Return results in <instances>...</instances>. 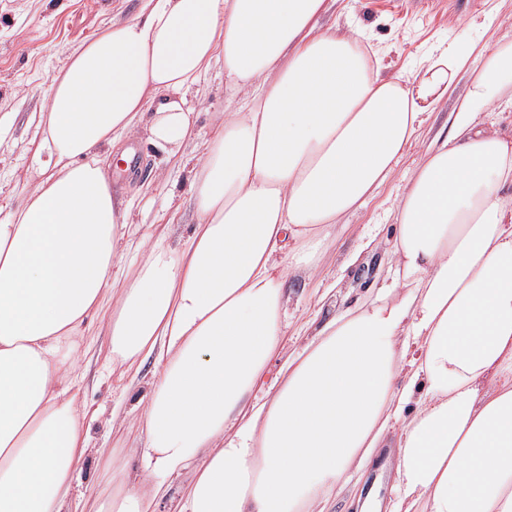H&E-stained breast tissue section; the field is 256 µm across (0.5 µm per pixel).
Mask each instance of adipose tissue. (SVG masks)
<instances>
[{"label":"adipose tissue","mask_w":512,"mask_h":512,"mask_svg":"<svg viewBox=\"0 0 512 512\" xmlns=\"http://www.w3.org/2000/svg\"><path fill=\"white\" fill-rule=\"evenodd\" d=\"M327 9L146 0L54 76L43 176L0 221V512H70L93 317L113 366L155 370L126 423L140 466L113 463L91 512H150L182 472L176 512H328L393 429L409 512H512V139L477 119L512 81V44L462 40L384 79L357 35L320 27ZM218 56L252 99L206 142L197 222L173 248L130 223L110 170L139 134L184 163L188 91ZM464 77L449 135L395 204L385 253L407 294L340 307L284 354L289 270L377 193Z\"/></svg>","instance_id":"1"}]
</instances>
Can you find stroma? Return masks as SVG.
Wrapping results in <instances>:
<instances>
[{
    "instance_id": "obj_1",
    "label": "stroma",
    "mask_w": 512,
    "mask_h": 512,
    "mask_svg": "<svg viewBox=\"0 0 512 512\" xmlns=\"http://www.w3.org/2000/svg\"><path fill=\"white\" fill-rule=\"evenodd\" d=\"M143 0H0V219L26 202L27 190L45 159L41 115L52 78L71 53L94 33L140 13ZM322 28L363 32L376 53V70L390 78L425 65L439 51L466 36L477 47L512 42V0H333L320 20ZM459 82L423 124L418 141L366 206L344 215L335 240L317 261L314 277L292 271L287 283L286 350L305 344L341 303H354L388 284V264L372 243L394 235V201L403 194L412 170L434 140L447 136L448 116L466 92ZM199 103L196 135L188 150L201 156L203 142L224 113L244 109L248 89L224 85L223 61L212 62L194 87ZM141 170L118 191L131 203V221L167 227L169 243L178 246L196 221L189 170L171 167L143 139L134 142ZM108 338L95 337L82 364L83 420L89 433L84 466L74 495L105 488L106 464L115 456L135 467L132 442L108 434L113 408L138 412L152 378L151 365L137 376L114 371L107 360Z\"/></svg>"
}]
</instances>
